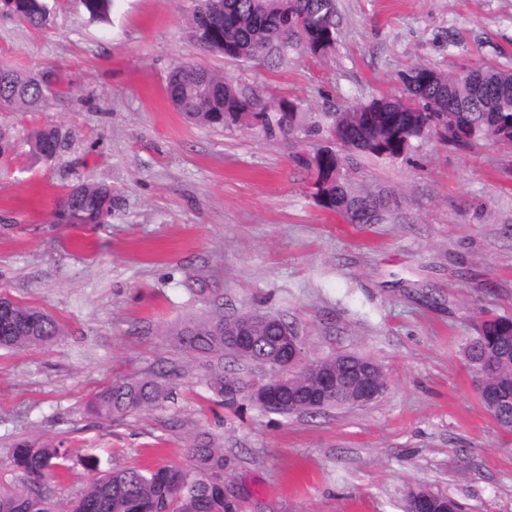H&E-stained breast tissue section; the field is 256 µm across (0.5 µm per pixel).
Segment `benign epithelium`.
Returning a JSON list of instances; mask_svg holds the SVG:
<instances>
[{
	"label": "benign epithelium",
	"instance_id": "7a95c632",
	"mask_svg": "<svg viewBox=\"0 0 512 512\" xmlns=\"http://www.w3.org/2000/svg\"><path fill=\"white\" fill-rule=\"evenodd\" d=\"M272 324L278 328L274 350L271 354L257 350L254 327ZM224 351L236 356H246L249 361L269 366L276 371L275 378L267 386L253 385L246 396L249 401L266 409H279L295 402L304 405L325 406L329 404L327 394L337 387V377L326 368L314 374L313 383H304L302 372H294L301 361V346L288 324L279 318L261 312H251L246 317L224 330ZM353 393L352 405L363 406L375 401L385 390L386 384L379 381L356 355L340 361ZM475 385L480 400L495 404L508 398L483 382L481 374L475 375ZM447 506L440 500L420 498L413 503L411 512H446Z\"/></svg>",
	"mask_w": 512,
	"mask_h": 512
}]
</instances>
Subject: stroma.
I'll list each match as a JSON object with an SVG mask.
<instances>
[{
    "label": "stroma",
    "mask_w": 512,
    "mask_h": 512,
    "mask_svg": "<svg viewBox=\"0 0 512 512\" xmlns=\"http://www.w3.org/2000/svg\"><path fill=\"white\" fill-rule=\"evenodd\" d=\"M336 7L328 57L291 50L261 67L198 48L193 0H114L107 23L54 0L45 29L0 15V61L59 90L42 111L0 112L19 153L0 167V295L60 325L50 344L0 349V489L24 485L11 464L21 439L67 450L44 480L63 507L95 478L87 460L184 465L206 432L228 458L235 512H404L418 485L462 512H512V435L481 405L465 357L485 314L512 316V145L428 136L398 159L349 155L353 189L392 199L380 223L351 224L294 159L324 135L214 130L167 98L181 62L293 100L309 120L398 93L413 65L512 69V0ZM44 125L65 137L48 162L28 144ZM88 179L111 186V221L53 223L59 196ZM216 310L279 316L305 361L363 355L387 387L324 413L226 408L176 336ZM159 375L158 405L89 414L101 388Z\"/></svg>",
    "instance_id": "1"
}]
</instances>
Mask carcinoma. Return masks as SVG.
Returning a JSON list of instances; mask_svg holds the SVG:
<instances>
[{
    "label": "carcinoma",
    "mask_w": 512,
    "mask_h": 512,
    "mask_svg": "<svg viewBox=\"0 0 512 512\" xmlns=\"http://www.w3.org/2000/svg\"><path fill=\"white\" fill-rule=\"evenodd\" d=\"M93 20L105 21L113 0H80ZM11 16L35 29L51 25L47 0H15ZM336 0H195L190 15V39L211 53L245 63L269 65L285 55V48L299 47L314 58L329 55L336 40ZM400 95H385L343 112L326 113L311 124H302L298 105L283 114V103L272 105L256 94L224 80L196 64L174 67L166 93L174 107L189 120L215 129L241 128L240 113L253 112L263 119L259 132L288 138L298 132L316 133L323 122L326 132L338 133L345 147L360 154L397 158L413 141L436 133L452 145H468L486 138L487 117L493 112L512 120V69L482 65L466 75H448L427 66H415L398 75ZM57 95L48 75L23 73L0 62V112H38ZM62 143L60 129L44 126L32 131L31 151L49 160ZM15 139L0 128V164L14 159ZM311 171L315 196L321 204L353 224H374L383 219L389 201H369L356 193L345 171V157L331 154L311 160L297 156ZM112 217V188L87 180L65 191L56 203V224H104ZM20 326L0 331L6 349L46 345L59 334L57 321L43 310L19 303L13 308ZM234 317L215 314L179 330L191 354L209 362L205 382L224 402L234 406L246 397H224V380L241 372L224 366V328ZM467 353L482 362L485 382L494 387L512 386V319L491 317L468 345ZM166 398L163 385L153 378L115 382L95 393L90 410L110 418L153 407ZM499 429L512 434V407L486 406ZM67 452L51 442L21 440L11 454L13 468L25 487L0 492V512H58L41 481L64 466ZM228 459L224 449L208 436L188 449V464L151 469L113 468L99 472L89 488L71 502L69 512H131L139 503L149 512H229L224 484Z\"/></svg>",
    "instance_id": "1"
}]
</instances>
